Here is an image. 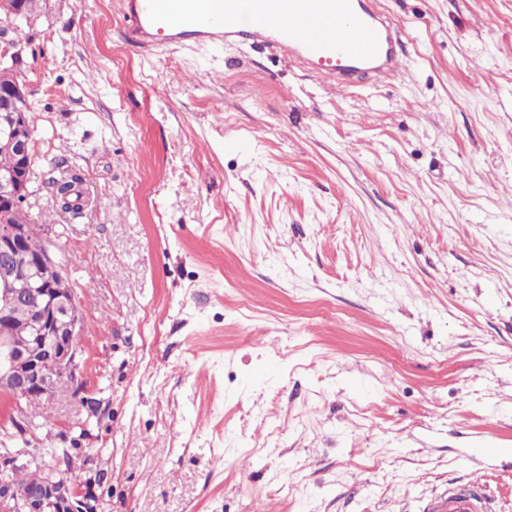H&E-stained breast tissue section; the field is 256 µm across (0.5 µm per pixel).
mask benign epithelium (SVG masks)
<instances>
[{
  "instance_id": "7a95c632",
  "label": "benign epithelium",
  "mask_w": 512,
  "mask_h": 512,
  "mask_svg": "<svg viewBox=\"0 0 512 512\" xmlns=\"http://www.w3.org/2000/svg\"><path fill=\"white\" fill-rule=\"evenodd\" d=\"M29 46L15 13L0 16V70L11 74L7 91L0 92V149L15 157V167L0 173V394L14 401L9 419L14 445H0V512H100L99 499L58 470H45L24 489L13 482L16 472L43 466L44 449L30 447L27 439L29 418L60 389L83 391V317L75 288L51 246L39 241L38 225L7 221V213L23 208L34 193L29 91L16 74ZM22 248L33 252L30 273L13 264V254ZM21 297L32 299L26 336L15 335L9 319Z\"/></svg>"
}]
</instances>
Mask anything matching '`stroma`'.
Returning a JSON list of instances; mask_svg holds the SVG:
<instances>
[{
  "instance_id": "obj_1",
  "label": "stroma",
  "mask_w": 512,
  "mask_h": 512,
  "mask_svg": "<svg viewBox=\"0 0 512 512\" xmlns=\"http://www.w3.org/2000/svg\"><path fill=\"white\" fill-rule=\"evenodd\" d=\"M403 71L346 87L258 45L148 55L119 0H45L20 73L28 202L77 291L102 512H512V0H377ZM79 168L94 201L46 185ZM512 454L510 445L504 443H497L493 439H485L481 443H477L474 447L469 448L468 459L473 464H479L483 461ZM492 501L479 486L478 479L456 487H448V497L440 512H492Z\"/></svg>"
}]
</instances>
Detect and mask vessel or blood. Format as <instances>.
Segmentation results:
<instances>
[{
  "label": "vessel or blood",
  "mask_w": 512,
  "mask_h": 512,
  "mask_svg": "<svg viewBox=\"0 0 512 512\" xmlns=\"http://www.w3.org/2000/svg\"><path fill=\"white\" fill-rule=\"evenodd\" d=\"M252 22L242 25L236 0H123L122 33L145 51L187 42L275 48L321 77L344 83L355 75L394 72L398 26L373 0H249ZM512 446L487 439L470 448L471 463L505 456ZM440 512H493L478 482L449 488Z\"/></svg>",
  "instance_id": "1"
}]
</instances>
